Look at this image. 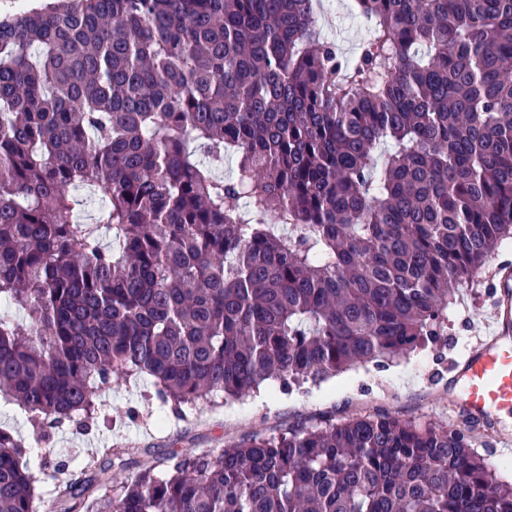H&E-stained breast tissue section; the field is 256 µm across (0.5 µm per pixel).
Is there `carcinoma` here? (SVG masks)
Returning <instances> with one entry per match:
<instances>
[{
	"label": "carcinoma",
	"mask_w": 512,
	"mask_h": 512,
	"mask_svg": "<svg viewBox=\"0 0 512 512\" xmlns=\"http://www.w3.org/2000/svg\"><path fill=\"white\" fill-rule=\"evenodd\" d=\"M50 0L0 20V401L102 412L146 374L174 413L429 343L512 238V0ZM234 160L231 174L224 162ZM102 205L77 216L70 189ZM136 468L110 490L114 461ZM60 512H512L471 437L389 414L212 451H117ZM0 512H36L0 429ZM328 0H319L317 2V12L319 26L322 34H327L336 42L340 52L352 58L356 56L363 42L368 35V23L359 13L355 0H335L340 1L334 10H329ZM336 16H345L346 20L336 27ZM331 19L333 24L330 25ZM325 36V35H324ZM326 37V36H325Z\"/></svg>",
	"instance_id": "cac0c4a2"
}]
</instances>
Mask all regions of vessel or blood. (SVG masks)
Segmentation results:
<instances>
[{"mask_svg":"<svg viewBox=\"0 0 512 512\" xmlns=\"http://www.w3.org/2000/svg\"><path fill=\"white\" fill-rule=\"evenodd\" d=\"M494 308L485 336L456 366L458 404L480 422L503 424L512 418V261L494 260L488 275H476Z\"/></svg>","mask_w":512,"mask_h":512,"instance_id":"b4317fda","label":"vessel or blood"}]
</instances>
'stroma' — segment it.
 I'll use <instances>...</instances> for the list:
<instances>
[{
    "label": "stroma",
    "instance_id": "stroma-1",
    "mask_svg": "<svg viewBox=\"0 0 512 512\" xmlns=\"http://www.w3.org/2000/svg\"><path fill=\"white\" fill-rule=\"evenodd\" d=\"M317 12L322 33L333 38L344 56H356L368 35V23L354 0H340L334 10L327 0H318ZM490 319L488 292L463 288L448 309L442 332L446 344L428 345L383 368L372 363L358 365L325 382L286 391L271 382L246 399L217 396L206 407L186 409L180 416L170 415L158 402L149 379L132 375L101 393L105 417L98 428L79 431L66 421L44 437L17 406L2 403L0 426L28 446L36 494L47 502L54 499L58 465H66L72 477H85L91 462L102 461L111 446L149 447L158 454L203 450L247 432L273 435L288 427L317 423L326 415L342 422L361 412H382L416 424L468 431L476 452L494 459L500 478L510 482L512 452H506L505 445L512 440V430L471 422L448 390L454 362L477 343Z\"/></svg>",
    "mask_w": 512,
    "mask_h": 512
}]
</instances>
